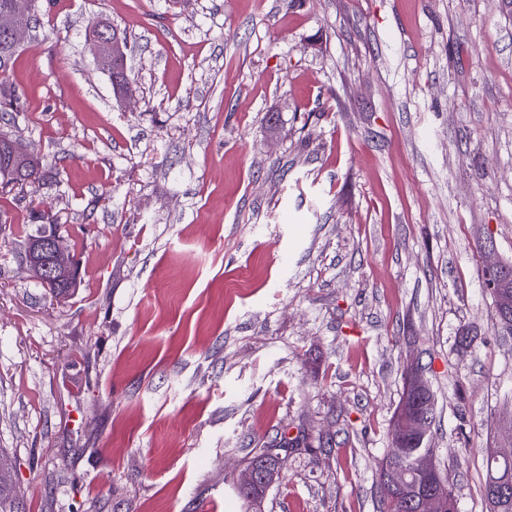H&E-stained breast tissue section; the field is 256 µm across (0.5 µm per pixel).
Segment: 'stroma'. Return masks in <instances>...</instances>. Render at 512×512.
Segmentation results:
<instances>
[{
	"label": "stroma",
	"instance_id": "35a3bbf8",
	"mask_svg": "<svg viewBox=\"0 0 512 512\" xmlns=\"http://www.w3.org/2000/svg\"><path fill=\"white\" fill-rule=\"evenodd\" d=\"M125 33L131 96L86 33ZM0 133V456L22 512H377L411 363L457 512L512 445V0H41ZM49 216L81 283L23 262ZM471 347L458 343L461 331ZM2 138V139H1ZM9 146L5 137H0V178L1 180H7V182L13 181V175L19 169L22 170L23 182L28 183L30 186H36L42 179V171L40 169V163L37 159H28L20 162L18 167L13 166L10 168ZM481 281L485 288H487V281L491 278H487L486 274L481 270L480 273ZM490 292L493 303L495 306V311L497 317L499 319V323L501 328L506 332H512V278L503 279L500 285V288L488 289ZM507 301V304H505ZM506 307V308H505ZM290 443L292 442H288L286 437H284L278 443L272 444L267 448H259L250 458L248 466L254 470H261L265 469L266 465H274L277 462V456H279L278 451L288 453Z\"/></svg>",
	"mask_w": 512,
	"mask_h": 512
}]
</instances>
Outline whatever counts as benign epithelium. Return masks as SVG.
<instances>
[{"label":"benign epithelium","instance_id":"obj_1","mask_svg":"<svg viewBox=\"0 0 512 512\" xmlns=\"http://www.w3.org/2000/svg\"><path fill=\"white\" fill-rule=\"evenodd\" d=\"M30 10V3L27 0H20L14 11L0 13V32L6 34L15 45L20 44L22 35L28 31V26L20 20L19 14ZM89 44L98 65L109 73L112 72V62L115 59L126 57V42L118 34L110 37L101 33L89 38ZM25 262L43 284L50 281L74 283L77 280L76 259L70 253L64 239L55 232H41L33 238ZM433 408L434 397L423 372H411L402 400V421L393 425L394 441L401 442L409 430L418 438L424 437L432 418ZM420 468L429 477V485L419 498L418 512H450L451 502L447 499V488L439 477L436 461L425 459L420 463ZM407 484V473L399 468H393L381 483V487L384 496L390 497Z\"/></svg>","mask_w":512,"mask_h":512}]
</instances>
